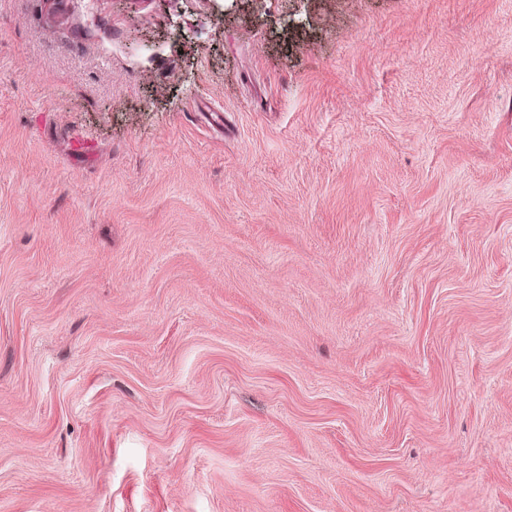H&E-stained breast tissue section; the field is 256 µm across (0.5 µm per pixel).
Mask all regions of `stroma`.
<instances>
[{
  "label": "stroma",
  "mask_w": 512,
  "mask_h": 512,
  "mask_svg": "<svg viewBox=\"0 0 512 512\" xmlns=\"http://www.w3.org/2000/svg\"><path fill=\"white\" fill-rule=\"evenodd\" d=\"M0 512H512V0H0Z\"/></svg>",
  "instance_id": "1"
}]
</instances>
